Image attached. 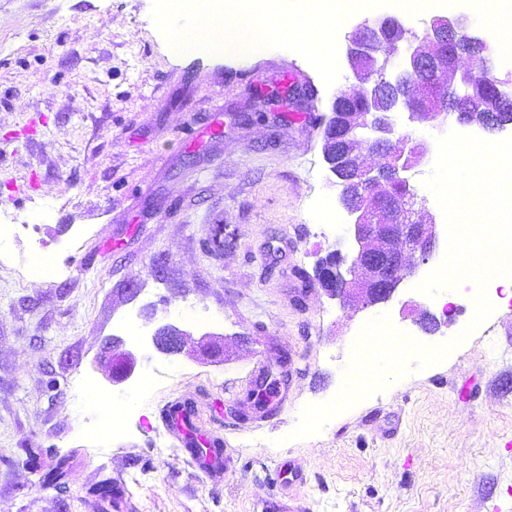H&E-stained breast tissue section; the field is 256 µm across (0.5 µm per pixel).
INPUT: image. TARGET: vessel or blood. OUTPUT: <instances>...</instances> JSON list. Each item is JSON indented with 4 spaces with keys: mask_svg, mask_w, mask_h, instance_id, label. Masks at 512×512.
I'll return each mask as SVG.
<instances>
[{
    "mask_svg": "<svg viewBox=\"0 0 512 512\" xmlns=\"http://www.w3.org/2000/svg\"><path fill=\"white\" fill-rule=\"evenodd\" d=\"M168 430L174 434L203 479H217L224 475V443L220 438L203 434L195 424L193 408L185 402L169 404L164 411ZM301 471L289 463H281L271 473L269 483L274 493L269 502L270 512H301L288 489L302 482Z\"/></svg>",
    "mask_w": 512,
    "mask_h": 512,
    "instance_id": "b4317fda",
    "label": "vessel or blood"
}]
</instances>
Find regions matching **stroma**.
<instances>
[{
	"mask_svg": "<svg viewBox=\"0 0 512 512\" xmlns=\"http://www.w3.org/2000/svg\"><path fill=\"white\" fill-rule=\"evenodd\" d=\"M152 0H0V512H106L91 488L126 486L127 512H264L268 475L290 460L309 512H512V306L497 300L488 335L468 332L474 294L416 291L406 279L372 309L344 308L313 279L348 251L340 188L319 119L352 88L347 65L325 86L301 55L267 48L247 62L177 57ZM315 109L300 120L284 73ZM402 122L426 146L410 184L415 221L441 220L425 179L437 140L462 131ZM337 214L323 222L321 208ZM54 275L29 274L35 255ZM451 312H444V305ZM444 360L407 372L323 429L292 438L302 408L339 391L355 333L381 315ZM215 333L223 354L168 356L150 338L161 317ZM130 339L141 370L109 380L111 338ZM297 371L288 398L252 422L258 358L273 345ZM133 397L121 438L99 450L100 412L84 388ZM191 402L224 438L222 481L196 476L161 413ZM42 449L41 470L23 450ZM70 459L65 485L42 470Z\"/></svg>",
	"mask_w": 512,
	"mask_h": 512,
	"instance_id": "1",
	"label": "stroma"
}]
</instances>
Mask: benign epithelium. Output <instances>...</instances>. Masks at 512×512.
I'll return each mask as SVG.
<instances>
[{
    "instance_id": "benign-epithelium-1",
    "label": "benign epithelium",
    "mask_w": 512,
    "mask_h": 512,
    "mask_svg": "<svg viewBox=\"0 0 512 512\" xmlns=\"http://www.w3.org/2000/svg\"><path fill=\"white\" fill-rule=\"evenodd\" d=\"M400 26V37L390 39L387 31L392 25ZM460 24L458 18L436 17L430 21L426 38H421L411 29L391 17L370 26L362 24L345 36V55L348 62L358 58H370L377 63V75L358 70L353 73L359 89L346 93L348 99H361L366 103V111L359 113L360 136L350 135L348 143L352 148L328 162L330 171L337 173L340 166H356L362 178L375 187L389 182L409 184L407 173L419 163L416 156L423 155L422 144L416 143L405 151H386L393 145L398 135L395 117L407 115L411 122H431L441 126L447 122V109L442 107L431 111L418 108L416 98L406 95L407 90L417 85L416 73L421 69L445 68L444 57L448 56V34ZM478 60L476 66L461 72L457 82L448 84L449 91L456 99H463L469 93L476 71H492L486 56L485 40L473 36ZM401 50L397 63L381 58L384 48ZM390 88L396 97L384 113L377 95L378 87ZM364 152L387 157L385 164L369 167L361 161ZM344 209L351 217L350 233L353 241L351 255L336 254V265L332 277H321L324 291L342 305L355 302L362 307H374L389 301L399 285L413 276L416 270L429 262L437 246L438 224L379 223L373 217V202L367 197L359 198ZM153 343L158 351L167 355H180L186 352L188 337L185 331L164 325L154 331ZM138 368V359L129 350L117 349L112 353V384L118 385L128 380Z\"/></svg>"
}]
</instances>
